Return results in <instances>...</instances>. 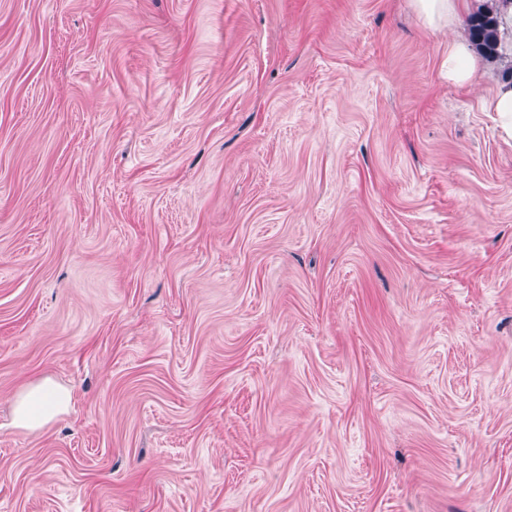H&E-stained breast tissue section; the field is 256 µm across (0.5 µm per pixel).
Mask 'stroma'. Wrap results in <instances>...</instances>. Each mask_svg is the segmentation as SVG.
Returning <instances> with one entry per match:
<instances>
[{
    "instance_id": "stroma-1",
    "label": "stroma",
    "mask_w": 512,
    "mask_h": 512,
    "mask_svg": "<svg viewBox=\"0 0 512 512\" xmlns=\"http://www.w3.org/2000/svg\"><path fill=\"white\" fill-rule=\"evenodd\" d=\"M466 33L0 0V512H512V14L458 88ZM448 83L463 87L469 85L477 71L478 60L463 41L454 39L448 42ZM490 112H497L503 132L512 138V86H503L494 91L485 101ZM70 394L60 387L43 383L23 394L15 405V423L23 428L38 429L64 412Z\"/></svg>"
}]
</instances>
